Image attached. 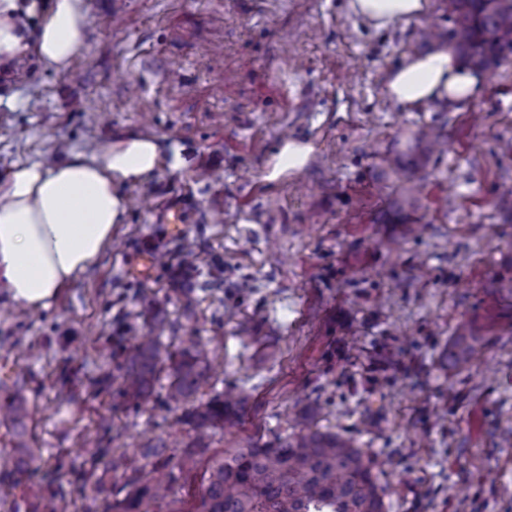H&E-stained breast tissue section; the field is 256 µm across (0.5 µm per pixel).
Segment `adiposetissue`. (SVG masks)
Instances as JSON below:
<instances>
[{"mask_svg": "<svg viewBox=\"0 0 512 512\" xmlns=\"http://www.w3.org/2000/svg\"><path fill=\"white\" fill-rule=\"evenodd\" d=\"M429 0H348L355 16L384 28L425 14ZM17 0H0V64L33 57L59 73L87 51L86 0H43L34 32L18 24ZM387 96L406 111L468 104L483 79L452 52L408 55L386 78ZM162 162L157 139L129 133L98 153L72 152L46 164L16 165L0 179V288L24 307L48 309L97 261L123 220L122 185Z\"/></svg>", "mask_w": 512, "mask_h": 512, "instance_id": "1", "label": "adipose tissue"}]
</instances>
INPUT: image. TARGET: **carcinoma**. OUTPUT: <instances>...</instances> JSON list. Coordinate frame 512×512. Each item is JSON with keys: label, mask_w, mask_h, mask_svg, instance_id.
I'll use <instances>...</instances> for the list:
<instances>
[{"label": "carcinoma", "mask_w": 512, "mask_h": 512, "mask_svg": "<svg viewBox=\"0 0 512 512\" xmlns=\"http://www.w3.org/2000/svg\"><path fill=\"white\" fill-rule=\"evenodd\" d=\"M444 4L451 26L441 35L442 43L466 66L490 70L512 60V0H444ZM481 340L472 325L459 324L448 347V367H469ZM211 353L199 345L171 351L162 342V333L151 331L123 354L122 391L138 407L153 396L157 375L164 371L166 399L179 407L212 388ZM244 400L241 395L216 394L193 406L184 418L197 429L232 426L240 418ZM27 403V388L18 383L9 399L0 403V421L17 430L12 448L16 481L40 461L25 439ZM204 455L207 464L199 485L188 487L185 508L178 512H385L368 452L350 439L306 424L262 445L226 448L212 455L199 438L184 443L178 455L159 440L143 452L158 462L149 470L98 448L88 459L94 477L91 490L101 492L106 475L119 473L128 493L112 500L107 512H154L187 465Z\"/></svg>", "instance_id": "obj_1"}]
</instances>
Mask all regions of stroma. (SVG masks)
<instances>
[{"instance_id":"35a3bbf8","label":"stroma","mask_w":512,"mask_h":512,"mask_svg":"<svg viewBox=\"0 0 512 512\" xmlns=\"http://www.w3.org/2000/svg\"><path fill=\"white\" fill-rule=\"evenodd\" d=\"M88 4V52L68 73L30 58L0 68V175L124 132L155 137L164 164L122 187L124 223L50 309L21 310L0 288V363L28 387L26 440L41 453L13 486L0 424V512H48L54 490L105 512L77 493L96 441L130 455L144 437H194L163 386L142 407L120 393L122 351L156 319L170 347L217 345L216 392L248 395L234 429L209 432L211 452L268 441L303 411L369 453L386 512H512V298L499 294L512 280V62L484 72L466 107L407 112L386 77L427 53L420 28L448 29L440 0L386 30L346 0ZM425 124L447 144L422 160L410 133ZM288 141L314 151L270 178ZM388 153L399 171L380 167ZM419 163L428 178L409 207ZM176 196L177 236L159 213ZM145 251L150 269L132 275ZM462 322L485 342L455 374Z\"/></svg>"}]
</instances>
